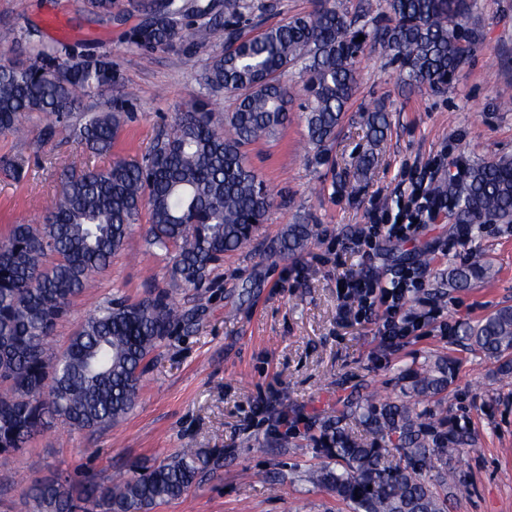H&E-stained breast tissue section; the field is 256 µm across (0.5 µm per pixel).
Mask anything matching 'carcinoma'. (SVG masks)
<instances>
[{
	"mask_svg": "<svg viewBox=\"0 0 512 512\" xmlns=\"http://www.w3.org/2000/svg\"><path fill=\"white\" fill-rule=\"evenodd\" d=\"M387 4L386 23L371 20L356 29L332 0H315L311 12L247 35L251 0H167L164 10L133 29L129 42L144 51L195 34L223 44L224 53L206 64L201 80L213 95L234 96L235 108L219 119L206 103L175 113L139 160L116 158L104 170L63 167L60 191L47 202L42 223L14 224L0 237V455L25 452L52 420L92 431L134 408L147 358L185 320L173 293L97 308L60 351L50 346L54 330L72 299L92 287L123 248L145 209V242L172 256V280L180 288L201 287L224 254L251 244L274 197L248 165L246 147L275 138L291 122L294 89L283 81L290 69L301 66L306 138L317 159L336 139L367 42L398 63L406 81L433 91L448 86L474 50L469 19L477 0ZM189 17L200 20L195 34L176 25ZM62 55L39 42L32 44L28 64L0 65V134L18 131L33 113L58 120L77 112L84 97L112 83L106 58L67 64ZM127 111L129 100L123 99L87 112L74 135L90 152H108ZM364 124L376 145L387 130V114L369 111ZM453 207L463 224H511L512 158L469 168ZM311 237L310 225H288L278 257L298 256ZM494 276L492 266L475 257L450 269L448 283L465 288ZM459 332L499 362L500 376H512V306ZM453 376L451 358L439 357L400 372L405 387L398 402L378 403L368 395L343 403L334 431L323 433V452L336 466L317 467L311 480L350 512H450L466 486L448 459L467 452L472 439L452 417L432 424L424 416ZM348 419L362 427L361 434L343 426ZM200 469L199 452L185 448L118 484L59 470L28 486L26 497L32 512H152L187 493ZM431 470L434 483L424 476Z\"/></svg>",
	"mask_w": 512,
	"mask_h": 512,
	"instance_id": "obj_1",
	"label": "carcinoma"
}]
</instances>
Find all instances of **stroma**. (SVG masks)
<instances>
[{
    "instance_id": "stroma-1",
    "label": "stroma",
    "mask_w": 512,
    "mask_h": 512,
    "mask_svg": "<svg viewBox=\"0 0 512 512\" xmlns=\"http://www.w3.org/2000/svg\"><path fill=\"white\" fill-rule=\"evenodd\" d=\"M143 2L114 0L112 21L103 25L75 0H0V29L17 36L0 41V63H24L26 32L35 28L43 42L67 43L73 57L111 59L116 80L88 98L87 108L135 94L131 117L106 154L74 139L75 113L56 122L49 138L42 134L46 118L36 113L24 120L23 133L0 134V235L18 222H41L46 199L60 190L63 165L103 169L116 156L141 158L175 112L207 97L200 74L221 46L191 39L142 53L128 36L145 17ZM478 16L476 48L444 91L407 84L397 63L366 48L357 89L322 160L307 144L305 97L295 96L293 120L276 140L247 148L251 166L277 197L252 250L225 256L202 287L176 291L186 320L148 358L140 399L117 424L78 432L56 421L27 454L0 456V472L15 476L11 488L0 489V512H30L26 487L55 469L129 476L134 465L183 448L198 449L207 466L187 494L155 512H349L309 479L325 461L311 432L276 436L272 420L256 414V400L277 392L283 411L317 425L343 400L370 390L401 397L400 368L440 356L455 362L443 408L474 440L472 450L452 460L469 492L453 500L451 512H512V378L498 375L496 359L452 340L458 323L512 305V224L473 225L462 239L447 213L415 238L378 251L350 246L372 211H396L405 180L422 176L428 189L447 188V172L424 174L440 150L469 166L512 156V0H478ZM379 107L389 127L376 166L364 176L357 170L369 146L362 115ZM291 224L311 225L313 236L298 257L281 261L273 252ZM421 252L429 259L425 286L409 305L431 323L402 350L381 352L373 322L341 318L336 283L378 271L391 280ZM475 255L494 267L493 280L464 289L443 281L449 268ZM170 268L169 257L150 250L143 224H136L95 288L73 299L54 347L63 348L96 307L169 288Z\"/></svg>"
}]
</instances>
